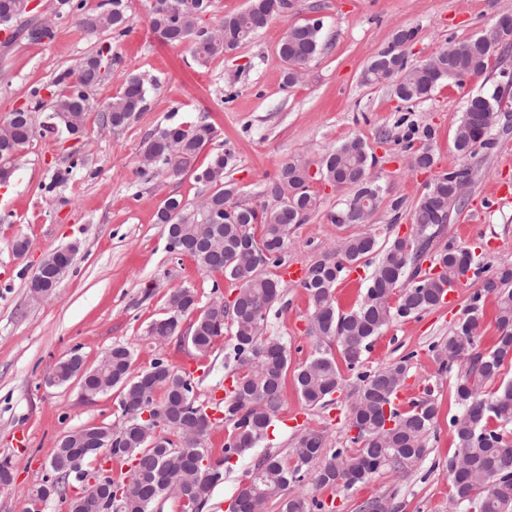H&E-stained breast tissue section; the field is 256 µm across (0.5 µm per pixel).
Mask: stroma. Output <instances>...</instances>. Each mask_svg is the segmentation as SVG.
I'll use <instances>...</instances> for the list:
<instances>
[{
    "instance_id": "stroma-1",
    "label": "stroma",
    "mask_w": 512,
    "mask_h": 512,
    "mask_svg": "<svg viewBox=\"0 0 512 512\" xmlns=\"http://www.w3.org/2000/svg\"><path fill=\"white\" fill-rule=\"evenodd\" d=\"M287 16L269 23L233 56L197 65L188 46L159 42L149 25L150 0H125L132 32L119 39L88 34L74 18L57 20L53 40L45 43L0 41V123L25 104L32 91L51 83L60 71L77 67L103 42H111L117 62L95 88L80 140L63 133L38 131L21 154L13 177L0 184V458H10L15 480L0 487V512H24L28 489L42 482L60 436L93 424H119L118 394L84 398L77 383L50 386L45 376L71 353L95 365L102 352L121 344L135 353L134 371L164 358L179 369L205 372L197 394L201 401L224 397L230 374L225 356L231 334L218 337L210 356L199 358L178 342L158 348L147 330L167 311L170 293L193 287L200 302L213 294L231 297L236 287L197 269L193 259L168 250L157 211L170 196L193 203L208 192L193 175L177 178L165 171L140 174V154L148 133L167 125L207 120L218 135L196 160L205 168L212 153L231 145L234 159L224 171L245 205L263 202L262 191L281 163L302 158L318 162L336 145L360 139L378 164L373 173L387 189L370 224L337 225L333 214L349 193L320 180L310 185L317 209L288 232L287 262L308 266L333 255L343 239L374 232L395 237L410 231L411 211L426 191L433 171L468 164L471 182L461 211L434 237L420 265L430 268L438 251L453 243L470 248L492 268L512 266V111L502 115L497 143L489 152L462 161L454 139L468 99L506 85L512 52L492 58L486 75L438 86L428 100L399 103L391 85H366L361 75L396 29L414 27L407 63L430 59L451 43L480 34L496 19L512 15V0H291ZM320 22L323 51L296 85L283 82L278 45L295 24ZM139 76L152 88L144 112L122 128H104L99 112L126 79ZM431 128L433 170H414L403 148L408 126ZM81 163L65 187L45 195L41 187L64 167L70 154ZM403 201L392 212L391 199ZM27 238L24 258L12 251L16 238ZM76 245L71 269L52 294L34 297L29 281L42 257ZM469 289L455 304L441 303L419 316L395 320L377 336L365 365L380 367L412 354L404 388L409 399L431 393L438 406L436 428L427 456L404 474L381 471L352 488H318L304 482L289 495L324 501L334 512H360L374 498L387 500L390 512H459L452 501L448 465L456 451L449 421L458 413L452 375L441 372L435 345L447 339L464 316ZM309 304L299 283L283 285V298L270 311L267 332L288 343L292 365L307 360L315 341L308 333ZM359 381L347 373L342 392L328 405L306 408L295 392L285 402L261 447L224 467L204 512H224L247 471L263 453L290 460L297 438L308 426L325 433L331 448L347 446L348 395Z\"/></svg>"
}]
</instances>
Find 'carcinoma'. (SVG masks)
<instances>
[{
    "instance_id": "obj_1",
    "label": "carcinoma",
    "mask_w": 512,
    "mask_h": 512,
    "mask_svg": "<svg viewBox=\"0 0 512 512\" xmlns=\"http://www.w3.org/2000/svg\"><path fill=\"white\" fill-rule=\"evenodd\" d=\"M26 4L27 0H0V26H9L25 16ZM85 5L86 0H58L55 16H74L90 34L110 32L121 38L131 32L132 21L124 0H104L98 12L85 10ZM211 7L212 0H152L151 30L163 44L189 46L195 61L205 65L250 42L274 18L287 15L291 3L247 0L243 10L221 20L222 36L199 26ZM320 32L316 22L288 28L278 46L286 64L287 84L296 83L299 70L321 53ZM418 32L415 27L397 29L364 70L362 81L370 85L384 83L380 72L387 68L403 72L405 76L392 83V88L401 102L411 104L428 99L444 82L486 74L493 52L480 49L475 38L455 42L418 66H407V42L414 41ZM54 36L51 24L32 26L24 34L31 43L50 41ZM102 68H112L109 44L101 45L77 69L55 75L46 86L49 101L35 90L30 106L13 112L0 125L1 181L11 177L20 152L33 139L34 125L28 115L45 110L46 129L61 130L71 137L83 134L88 92L102 81ZM148 93L144 79L128 78L122 93L101 110L102 126L121 128L130 124L147 108ZM497 93L495 89L468 100L455 141L462 159L496 145L497 139L484 133L482 127L486 106L494 102ZM216 136L215 127L206 121L169 125L150 133L143 148L156 152L154 166L165 167L173 176L191 173L196 181L208 186L209 208L218 220L205 231L202 215L193 214L190 205L177 197L167 198L157 217L167 227L168 249L190 256L204 273L222 274L237 286L240 297L236 308L229 311L220 307L221 299L216 296L201 306L194 289L178 288L169 296L166 316L151 324L149 335L155 339L179 338L196 354L207 356L216 338L229 331L233 344L225 359L233 360L236 368L233 388L225 392L223 403L212 408L198 400V382L193 375L162 358L135 373L133 351L120 344L105 352L96 366L86 368L84 376L90 386L99 387L103 393L118 389L121 423L110 435L89 436L76 445V450L85 460L101 452L120 461L139 460L138 468L126 480L129 493L112 501L110 507L98 506L95 512H154L167 494L169 476L193 466L198 457H210L206 436L221 422L229 426L224 457L209 463L195 481L171 487L204 508L214 487L224 481V464L266 438L283 405L289 377L304 405L315 408L326 405L334 393L343 389L342 369L356 373L361 385L347 415L348 430L356 431L349 437L355 449L350 453L338 448L329 453L325 434L306 427L296 442L292 465L275 455H267L254 465L247 482L238 488L236 500L241 505L253 502L261 507L275 502L281 512H321L324 503L288 495L289 484L310 480L317 487L348 489L383 469L404 473L427 455V437L434 429L437 405L429 398L416 400L401 411L392 405L406 378L411 356L368 369L363 358L384 326L436 307L446 287L471 269L472 253L450 244L437 255L439 274L423 275L419 271V262L437 231L448 223L452 211L461 209L451 193V181L471 180L470 167L464 164L432 175L428 189L412 210L410 235L383 245L374 234L353 235L342 241L336 257L309 264L301 287L311 309L308 332L318 344L309 360L292 369L287 343L280 336L266 335L269 313L282 295L280 280L270 276L266 268L286 263L288 228L304 223L316 209L317 197L310 190L311 179L300 161L290 160L279 167L264 189L272 204H237L231 213H224L238 193L235 186L224 183V169L234 155L232 147L215 152L204 169L195 168L198 154ZM372 162L373 155L359 139L326 152L318 179L352 193L345 207L332 216V222L369 223V219L357 215L359 207L372 210L386 193L371 176ZM255 224L262 226L258 237L252 231ZM73 254L74 248H62L49 254L48 261L61 266L65 274ZM373 258L376 262L360 301L346 312L337 309L334 290L346 268ZM485 272L453 335L438 346L441 369L457 368L454 398L461 409L460 415L450 420L457 452L449 463V476L461 512H512V381L491 395L482 391L483 384L498 378L505 362L512 359V266L488 267ZM487 295L496 299L498 338L491 349L479 351L477 321L480 302ZM333 342L335 355L323 348V344ZM145 410L161 422L165 438L158 447L149 448L143 442L140 414ZM213 412L220 416L211 417ZM186 421L198 424L201 441L185 439L182 424ZM72 474L68 455L55 451L43 481L55 482L62 491Z\"/></svg>"
}]
</instances>
